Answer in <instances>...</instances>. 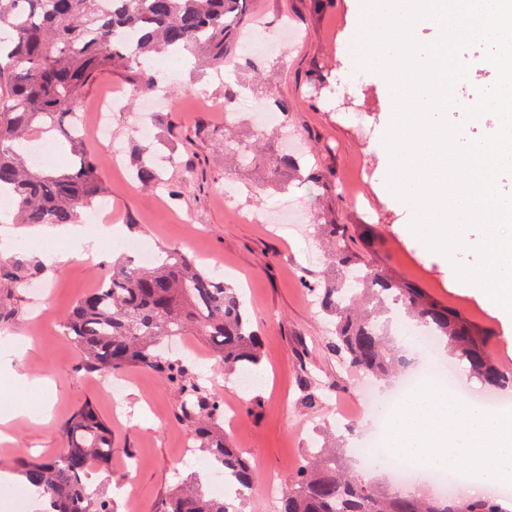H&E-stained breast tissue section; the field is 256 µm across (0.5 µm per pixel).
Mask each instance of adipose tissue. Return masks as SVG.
<instances>
[{
    "mask_svg": "<svg viewBox=\"0 0 512 512\" xmlns=\"http://www.w3.org/2000/svg\"><path fill=\"white\" fill-rule=\"evenodd\" d=\"M54 234L56 245L45 256L49 264L65 253L77 255L79 245L112 240L115 230L69 224ZM389 442L402 462L469 471L473 482L463 488L468 495L477 487L489 492L512 482V409L486 411L478 402L457 399L431 378L397 405Z\"/></svg>",
    "mask_w": 512,
    "mask_h": 512,
    "instance_id": "1",
    "label": "adipose tissue"
}]
</instances>
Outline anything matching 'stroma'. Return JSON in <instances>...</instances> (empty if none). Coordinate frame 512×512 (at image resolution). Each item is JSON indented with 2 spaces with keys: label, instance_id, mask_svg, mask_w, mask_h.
<instances>
[{
  "label": "stroma",
  "instance_id": "1",
  "mask_svg": "<svg viewBox=\"0 0 512 512\" xmlns=\"http://www.w3.org/2000/svg\"><path fill=\"white\" fill-rule=\"evenodd\" d=\"M250 28L274 46L266 56L270 81L255 80L247 71L217 76L198 56L166 74L170 92L161 110L168 124L160 135L176 154L174 163L165 165L164 177L177 186L179 201L133 180L136 143L131 131L142 107H123L114 115L111 140L93 134L87 140L107 186L106 209L121 236L95 246L94 259L71 257L45 266L39 280L45 290L42 318L33 316L29 286L0 280V300L11 309L0 327V349L26 340L32 344L0 365V417L7 418L14 437L13 443L0 442V471L15 470L24 456H55L63 446L62 424L86 404L112 431V459L107 469H93L92 475L116 512H153L173 488L189 485L202 470L201 452L187 448L189 432L177 417L174 388L152 372L131 367L123 373L124 391L112 395L113 377L84 370L79 348L65 334L63 319L74 303L97 286L113 257L136 248L181 249L208 269L223 272L245 293L264 353L260 382L250 391L225 379L202 337H188L171 349L235 413L224 432L259 474L240 505L242 512H271L263 493L267 478L288 481L321 443L323 431L333 428L338 407L356 412L357 418L337 432L336 440L358 447L370 429L369 419L359 413L368 378L347 370L329 353L326 317L312 296L326 263L311 221L320 205L333 210L350 238H357L359 225H376L383 238L378 261L478 328L491 330L492 355L512 370V343L506 339L512 326L481 301L477 289L460 287L456 280V265L478 264L474 244L481 231L467 228L472 249L448 258L429 252L410 228L413 212L391 191V169L379 143L393 119L392 92L383 75L359 68L358 53L346 50L361 30V0H253ZM228 87L237 98L229 109L224 106ZM271 96L287 102L288 129L310 150V164L332 183L346 185L347 193L319 200L288 175L271 177L228 163V127L261 140L266 157L281 153L280 135L257 125L241 105L245 99L261 104ZM116 139L124 150L114 158L110 151ZM356 195L365 196V203L354 204ZM291 200L307 216L296 231L255 222V214L278 212ZM305 369L325 390L321 409H306L298 400V378ZM19 373L46 379V388L21 386L15 379ZM254 398L259 406H251ZM16 403L27 406L31 418L8 419Z\"/></svg>",
  "mask_w": 512,
  "mask_h": 512
}]
</instances>
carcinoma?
Segmentation results:
<instances>
[{"label":"carcinoma","mask_w":512,"mask_h":512,"mask_svg":"<svg viewBox=\"0 0 512 512\" xmlns=\"http://www.w3.org/2000/svg\"><path fill=\"white\" fill-rule=\"evenodd\" d=\"M0 0V194L12 202L15 224H74L82 212L105 198L99 164L86 149L76 108L97 76L112 68L135 81L136 99L152 93L157 74L145 61L162 52L192 48L205 53L214 67L238 65V50L248 24L250 0ZM60 137L69 162L59 173L47 172L25 150L45 135ZM243 167L289 172L327 192L333 187L305 161L283 155L258 156L252 144H224ZM134 177L147 189L163 188L175 200L179 192L162 177L153 152L136 157ZM324 236L339 276L328 275L315 292L336 331L327 348L354 370L386 378L405 369L409 354L392 346L384 315L400 306L438 340L448 356L465 364L490 389L512 385L505 369L486 347L485 334L425 289L398 279L372 259L379 236L371 224L359 225L362 248L355 249L340 224L322 214ZM41 267L18 252L0 264V279L25 284ZM66 335L81 349L82 367L117 375L129 367L157 374L180 397L181 420L193 447L201 449L224 479L252 488L253 465L224 435V404L189 374L184 360L168 355L169 341L196 332L205 337L215 363L228 377L255 373L263 359L262 341L253 330L245 301L237 289L201 267L180 249L163 248L152 266L126 255L98 287L81 296L65 315ZM300 399L308 409L320 407L324 395L310 372L299 380ZM64 448L49 460L21 463L25 482L55 502V512H114L112 501L88 483L93 466L112 457L109 426L92 406L75 411L63 426ZM347 449L320 447L300 464L283 489L277 512H502L495 496L468 497L450 492L433 499L387 491L361 473L347 472ZM233 505L211 495L201 482L192 490L174 489L160 512H230Z\"/></svg>","instance_id":"carcinoma-1"}]
</instances>
